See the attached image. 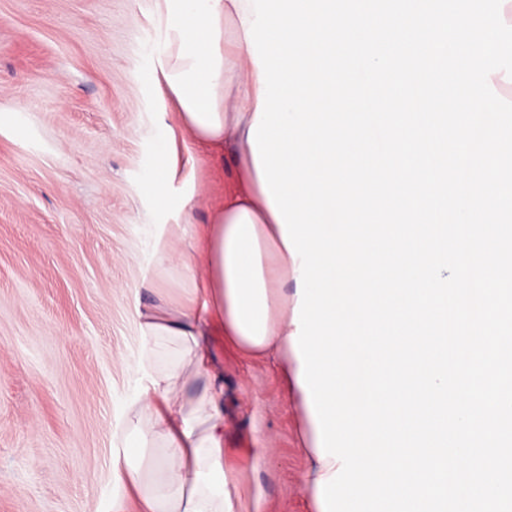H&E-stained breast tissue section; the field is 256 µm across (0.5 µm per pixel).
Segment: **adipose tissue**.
<instances>
[{
    "label": "adipose tissue",
    "mask_w": 512,
    "mask_h": 512,
    "mask_svg": "<svg viewBox=\"0 0 512 512\" xmlns=\"http://www.w3.org/2000/svg\"><path fill=\"white\" fill-rule=\"evenodd\" d=\"M161 12L166 37L152 76L173 124L149 189L171 221L153 236L154 272L138 288L160 293L173 273L182 295L131 312L139 390L112 426V512H246L224 464L223 373L209 339L218 328L246 355H287L297 301L294 262L248 139L260 87L246 36L255 14L247 0H161ZM181 133L234 166L206 224L191 221L193 191L169 193L182 176Z\"/></svg>",
    "instance_id": "1"
}]
</instances>
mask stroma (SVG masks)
Returning <instances> with one entry per match:
<instances>
[{
    "label": "stroma",
    "instance_id": "1",
    "mask_svg": "<svg viewBox=\"0 0 512 512\" xmlns=\"http://www.w3.org/2000/svg\"><path fill=\"white\" fill-rule=\"evenodd\" d=\"M158 0H0V512H112V424L136 394L135 286L166 218L147 180L165 139L151 77ZM208 223L233 170L189 137ZM224 457L251 512H307L304 413L285 360L221 331Z\"/></svg>",
    "mask_w": 512,
    "mask_h": 512
}]
</instances>
